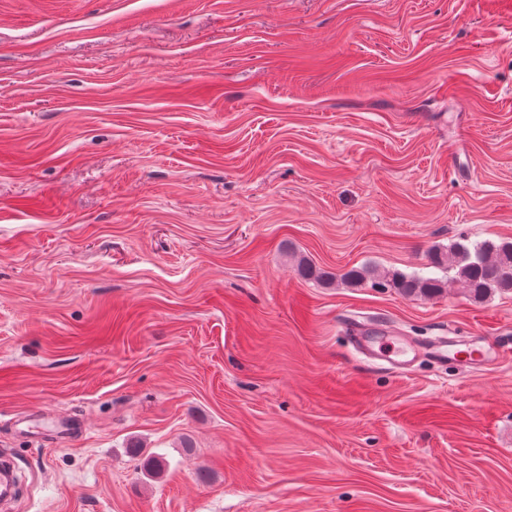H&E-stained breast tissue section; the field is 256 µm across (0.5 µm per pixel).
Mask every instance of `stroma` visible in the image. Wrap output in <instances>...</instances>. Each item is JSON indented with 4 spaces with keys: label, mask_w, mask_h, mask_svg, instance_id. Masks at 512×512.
<instances>
[{
    "label": "stroma",
    "mask_w": 512,
    "mask_h": 512,
    "mask_svg": "<svg viewBox=\"0 0 512 512\" xmlns=\"http://www.w3.org/2000/svg\"><path fill=\"white\" fill-rule=\"evenodd\" d=\"M464 238H512V0H0V512H512V293L296 271ZM296 268L302 279L330 285L336 281V274L316 265L310 258L300 255L296 260ZM374 284L387 288H394L398 293L405 297L439 295L444 288V281L439 278L424 277L418 274L404 275L395 274L390 278L374 276ZM392 344L393 349L390 353L393 357H389L386 361L398 368L408 365L415 357L421 354H435L438 348L444 345L437 343L428 346H420L406 339H397V342Z\"/></svg>",
    "instance_id": "stroma-1"
}]
</instances>
